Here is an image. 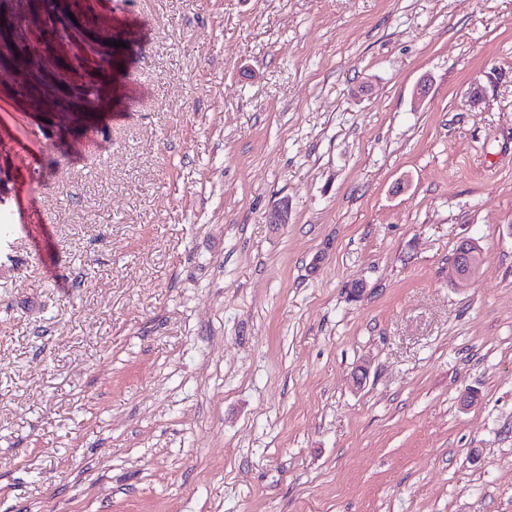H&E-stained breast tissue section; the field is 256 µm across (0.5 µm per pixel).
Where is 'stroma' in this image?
Instances as JSON below:
<instances>
[{"label":"stroma","instance_id":"35a3bbf8","mask_svg":"<svg viewBox=\"0 0 512 512\" xmlns=\"http://www.w3.org/2000/svg\"><path fill=\"white\" fill-rule=\"evenodd\" d=\"M80 20L94 122L0 83V512H512V0ZM61 11H65L67 14L58 15L57 19L54 20L52 17L47 16L44 24L46 25H54L56 23H67L69 24L75 31L77 37L85 44L87 47L90 57L88 58L90 66L95 71H99L101 64L104 63L112 70V45L111 50L107 53V57L103 58V56L99 53L97 50V44L96 42L88 35L87 31L89 29L83 27L80 25L78 18L74 15L76 20L78 21V24H75L74 21L69 17L68 12L65 10V3L64 1H61ZM482 266L481 247L474 241H465L450 266L452 279L456 285L466 287L480 277Z\"/></svg>","mask_w":512,"mask_h":512}]
</instances>
